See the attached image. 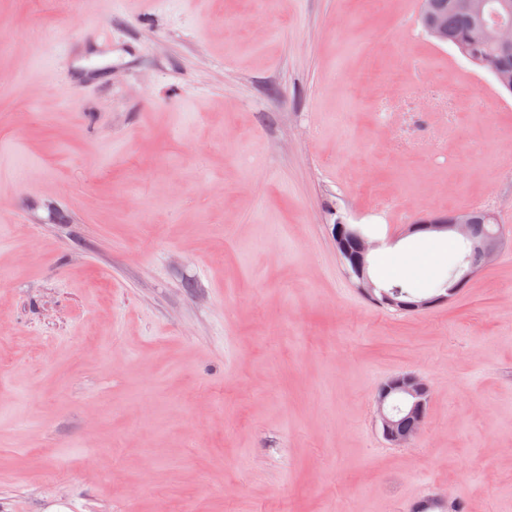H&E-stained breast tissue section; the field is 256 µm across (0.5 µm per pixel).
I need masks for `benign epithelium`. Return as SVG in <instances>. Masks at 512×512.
Returning a JSON list of instances; mask_svg holds the SVG:
<instances>
[{
    "label": "benign epithelium",
    "instance_id": "1",
    "mask_svg": "<svg viewBox=\"0 0 512 512\" xmlns=\"http://www.w3.org/2000/svg\"><path fill=\"white\" fill-rule=\"evenodd\" d=\"M453 5L457 11L481 20L486 19L491 10L490 0H453ZM423 13L427 15V24L431 29H441L442 14L439 5L432 4L431 0H425ZM487 31L499 52L512 54L511 22L496 21L487 27ZM473 222L474 218L470 211L456 213L451 221L446 216L430 213L410 225L409 232H453L468 239ZM331 234L347 278L366 298L381 301L392 309L419 310L445 303L478 271L476 266L462 267L456 273L454 286L445 292L424 298L416 297L410 302L399 301L380 290L367 274L368 256L372 250L379 247V242L369 239L357 225L340 219L332 225ZM501 243L502 235L498 233L479 243H473V249L480 252L483 263L487 264L497 254ZM430 392L429 384L415 374L393 376L381 384L377 393V424L384 440L399 447L412 443L425 421ZM396 404L400 405L407 417L417 422L412 431L400 429V414L393 409Z\"/></svg>",
    "mask_w": 512,
    "mask_h": 512
}]
</instances>
